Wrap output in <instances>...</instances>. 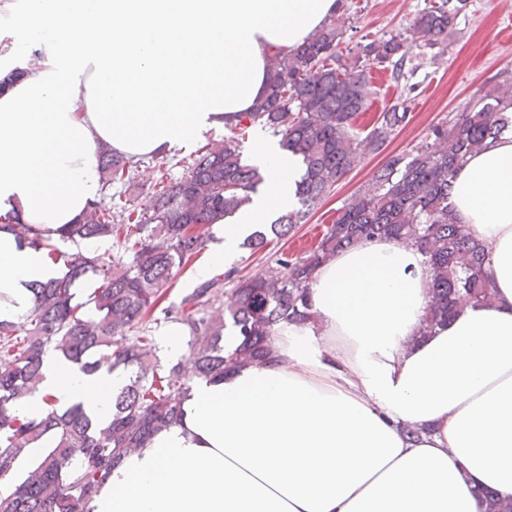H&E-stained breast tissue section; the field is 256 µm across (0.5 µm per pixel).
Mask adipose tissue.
I'll return each mask as SVG.
<instances>
[{
    "mask_svg": "<svg viewBox=\"0 0 512 512\" xmlns=\"http://www.w3.org/2000/svg\"><path fill=\"white\" fill-rule=\"evenodd\" d=\"M336 0H5L0 5V321L34 307L56 277L14 219L58 230L106 186L101 147L162 157L234 124L268 61L301 44ZM266 177L224 225L196 278L297 202L296 157L255 149ZM488 252L492 304L470 303L419 339L429 304L424 256L390 238L342 250L314 273L315 318L281 325L269 359L190 382L181 423L116 465L91 512H483L473 488L512 496V133L457 171L448 199ZM124 378L47 359L48 400L111 414ZM422 427L408 440L403 425Z\"/></svg>",
    "mask_w": 512,
    "mask_h": 512,
    "instance_id": "adipose-tissue-1",
    "label": "adipose tissue"
}]
</instances>
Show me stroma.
<instances>
[{
    "mask_svg": "<svg viewBox=\"0 0 512 512\" xmlns=\"http://www.w3.org/2000/svg\"><path fill=\"white\" fill-rule=\"evenodd\" d=\"M433 0H344L346 16L354 39H374L405 31L415 14ZM512 19V0H468L455 18L444 45L428 49L413 46L412 61L404 69L405 84L416 91L407 103L406 126L379 154L366 157L336 190L297 225L294 233L272 240L262 252L242 249L232 264L216 266L224 278L225 292H232L240 277L264 272L282 253H300L328 224L339 210L365 186L373 172L388 156L410 154L422 144L432 142V128L450 115L468 110L477 88L491 89L512 84V35L503 33L504 22ZM374 94L368 111L359 118V134H367L380 112L398 95L390 71L378 63L368 67Z\"/></svg>",
    "mask_w": 512,
    "mask_h": 512,
    "instance_id": "1",
    "label": "stroma"
}]
</instances>
